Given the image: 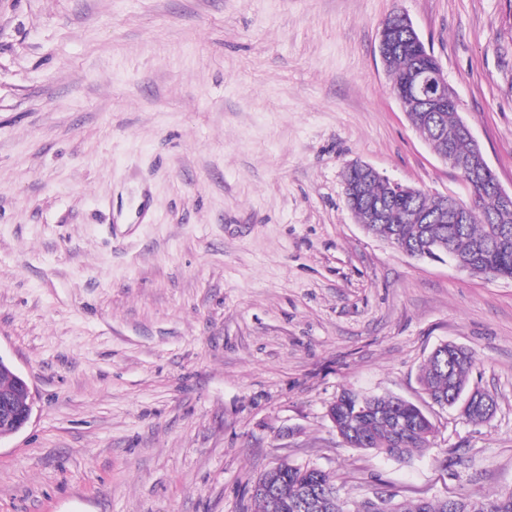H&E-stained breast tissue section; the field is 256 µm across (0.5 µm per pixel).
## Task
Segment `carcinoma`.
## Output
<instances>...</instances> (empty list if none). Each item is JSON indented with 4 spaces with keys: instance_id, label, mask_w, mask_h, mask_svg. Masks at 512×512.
<instances>
[{
    "instance_id": "obj_1",
    "label": "carcinoma",
    "mask_w": 512,
    "mask_h": 512,
    "mask_svg": "<svg viewBox=\"0 0 512 512\" xmlns=\"http://www.w3.org/2000/svg\"><path fill=\"white\" fill-rule=\"evenodd\" d=\"M390 22L393 92L397 94L404 90L410 69L424 58L416 53L413 34L404 26L400 13L391 14ZM410 111L415 114L413 126L427 135L435 149L449 145L461 154L471 152L470 142L459 133L457 104L437 107L418 101ZM383 193L380 183L363 185L361 195L354 200L356 216H362L365 203L380 199ZM441 209L442 201L429 194L396 203L384 223L372 225L371 233L385 241L404 243L413 254L425 243L434 247L446 244L449 251H439L445 258L450 252L461 258L477 253L479 257L471 262L472 272L486 276L493 270L498 277L512 278V211L496 215L491 223L478 216L468 224H453L441 220ZM474 364V355L468 348L447 343L425 360L419 382L433 403L449 407L455 395L469 392L467 383ZM328 415L346 434L349 447L372 450L400 462L425 451L433 433V424L420 407L393 395L363 400L360 393L345 390L329 405ZM280 467L285 473L277 491L254 497L260 512H310L299 504L301 493L308 489L317 499L336 501L338 512L342 509L343 501L326 472L288 463ZM395 512H512V492L483 500L446 498L434 503H399Z\"/></svg>"
}]
</instances>
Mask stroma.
<instances>
[{"mask_svg":"<svg viewBox=\"0 0 512 512\" xmlns=\"http://www.w3.org/2000/svg\"><path fill=\"white\" fill-rule=\"evenodd\" d=\"M396 11L511 190L512 0H0V356L33 398L0 512H256L284 460L350 501L512 491V280L407 256L344 195L359 160L467 196L380 62ZM444 342L490 421L423 393ZM346 389L419 406L426 453L348 447Z\"/></svg>","mask_w":512,"mask_h":512,"instance_id":"1","label":"stroma"}]
</instances>
